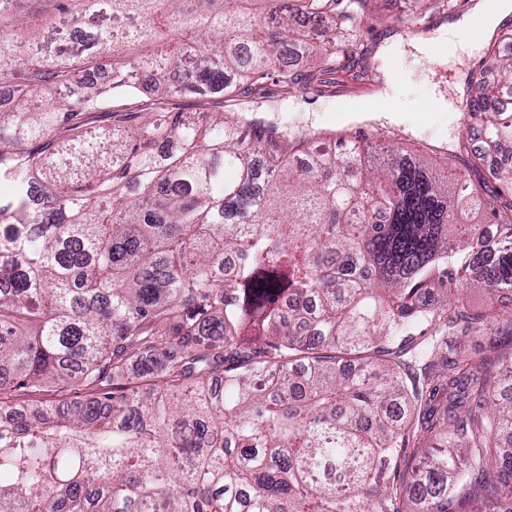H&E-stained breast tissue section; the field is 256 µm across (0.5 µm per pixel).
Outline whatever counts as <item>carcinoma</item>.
I'll use <instances>...</instances> for the list:
<instances>
[{"label": "carcinoma", "instance_id": "1", "mask_svg": "<svg viewBox=\"0 0 512 512\" xmlns=\"http://www.w3.org/2000/svg\"><path fill=\"white\" fill-rule=\"evenodd\" d=\"M15 2L0 512H512V351L458 352L512 336V23L467 83L480 150L446 179L418 148L314 154L238 111L320 93L337 49L309 34L355 40L376 0H36L23 22ZM421 2L415 25L457 6ZM289 44L311 73L279 66ZM101 55L111 83H76ZM469 336L462 341L460 354L473 362H478L481 357L489 354L488 347L493 342L500 351H510L512 348L511 336Z\"/></svg>", "mask_w": 512, "mask_h": 512}]
</instances>
